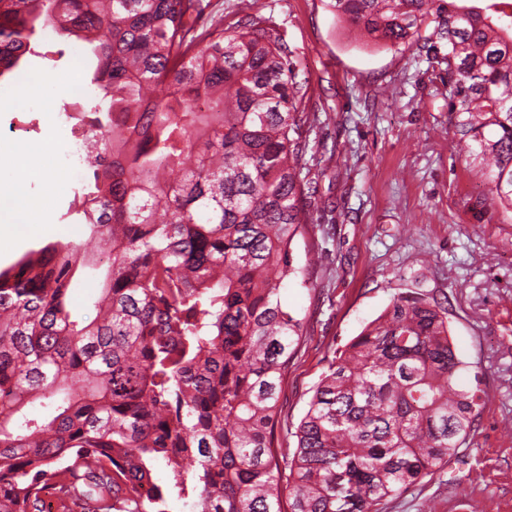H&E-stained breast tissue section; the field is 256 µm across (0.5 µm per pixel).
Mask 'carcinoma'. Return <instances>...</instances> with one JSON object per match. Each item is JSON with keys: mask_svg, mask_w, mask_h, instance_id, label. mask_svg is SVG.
Wrapping results in <instances>:
<instances>
[{"mask_svg": "<svg viewBox=\"0 0 512 512\" xmlns=\"http://www.w3.org/2000/svg\"><path fill=\"white\" fill-rule=\"evenodd\" d=\"M375 41L448 44L449 109L512 209V0H331ZM203 0H0V77L50 27L92 57L81 100L91 176L64 214L84 243L0 269V512H381L448 462L481 396L444 307L401 293L333 359L293 455L274 447L303 319L304 85L273 26H197ZM206 108L197 106L200 94ZM494 127L491 134L486 128ZM103 263L89 323L67 308ZM165 466L163 482L155 464Z\"/></svg>", "mask_w": 512, "mask_h": 512, "instance_id": "1", "label": "carcinoma"}]
</instances>
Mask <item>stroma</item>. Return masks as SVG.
I'll return each mask as SVG.
<instances>
[{
    "label": "stroma",
    "mask_w": 512,
    "mask_h": 512,
    "mask_svg": "<svg viewBox=\"0 0 512 512\" xmlns=\"http://www.w3.org/2000/svg\"><path fill=\"white\" fill-rule=\"evenodd\" d=\"M205 15L229 31L271 24L307 86L303 175L313 192L292 245L305 282L280 293L304 332L282 382L277 447H295L291 431L331 360L394 296L422 291L447 308L465 363L456 382L478 390L482 407L466 445L382 512H512V210L454 134L446 41L435 39L428 62L339 21L329 0H208ZM85 55L71 42L61 59L27 57L6 84L21 88L34 72L84 84L72 67ZM62 100L0 95V150L38 148L63 121ZM71 199L57 194L40 233L0 236V267L50 242L85 241L87 225L59 221Z\"/></svg>",
    "instance_id": "obj_1"
}]
</instances>
